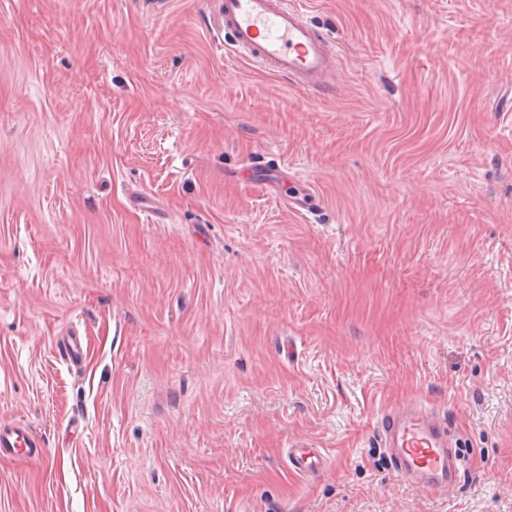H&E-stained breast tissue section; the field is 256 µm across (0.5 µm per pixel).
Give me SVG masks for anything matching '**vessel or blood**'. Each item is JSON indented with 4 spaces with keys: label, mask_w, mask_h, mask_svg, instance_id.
Segmentation results:
<instances>
[{
    "label": "vessel or blood",
    "mask_w": 512,
    "mask_h": 512,
    "mask_svg": "<svg viewBox=\"0 0 512 512\" xmlns=\"http://www.w3.org/2000/svg\"><path fill=\"white\" fill-rule=\"evenodd\" d=\"M220 28L225 48L260 67L308 90L331 86L339 67L334 42L328 33L309 24L292 0H223ZM382 428L395 451L398 472L414 482L427 480L434 491H444L455 457L447 424L414 406L388 414ZM36 445L25 426L0 422V454L26 455ZM322 460L316 448H297L290 456L292 469L300 474L316 470Z\"/></svg>",
    "instance_id": "vessel-or-blood-1"
}]
</instances>
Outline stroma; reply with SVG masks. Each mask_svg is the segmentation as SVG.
I'll return each instance as SVG.
<instances>
[{"mask_svg": "<svg viewBox=\"0 0 512 512\" xmlns=\"http://www.w3.org/2000/svg\"><path fill=\"white\" fill-rule=\"evenodd\" d=\"M220 6L0 0V419L42 442L0 512H512V0H303L321 92ZM415 404L449 493L384 445ZM290 454L291 468L299 474L316 470L323 460L318 448H297Z\"/></svg>", "mask_w": 512, "mask_h": 512, "instance_id": "stroma-1", "label": "stroma"}]
</instances>
